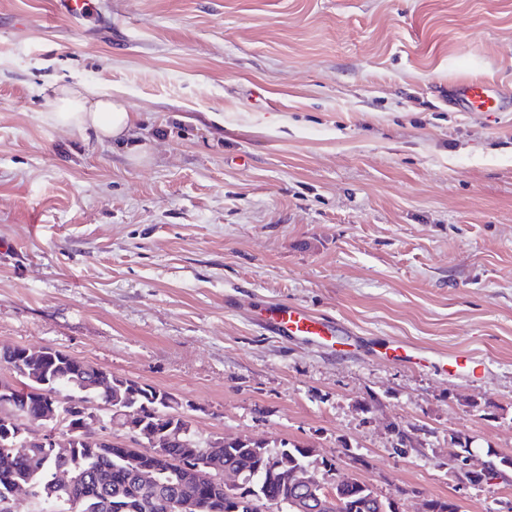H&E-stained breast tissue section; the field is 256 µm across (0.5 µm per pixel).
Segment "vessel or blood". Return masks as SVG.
I'll list each match as a JSON object with an SVG mask.
<instances>
[{"mask_svg": "<svg viewBox=\"0 0 512 512\" xmlns=\"http://www.w3.org/2000/svg\"><path fill=\"white\" fill-rule=\"evenodd\" d=\"M451 97L461 111L474 109L496 112L501 108L502 97L493 87L481 82H461L451 88ZM265 329L282 339L322 340L332 339L337 333L334 322L316 317L308 309L292 304H275L260 312Z\"/></svg>", "mask_w": 512, "mask_h": 512, "instance_id": "vessel-or-blood-1", "label": "vessel or blood"}]
</instances>
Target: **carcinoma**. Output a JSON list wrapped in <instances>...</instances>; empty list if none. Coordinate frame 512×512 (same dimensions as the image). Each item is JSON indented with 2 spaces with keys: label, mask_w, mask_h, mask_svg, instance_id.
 I'll use <instances>...</instances> for the list:
<instances>
[{
  "label": "carcinoma",
  "mask_w": 512,
  "mask_h": 512,
  "mask_svg": "<svg viewBox=\"0 0 512 512\" xmlns=\"http://www.w3.org/2000/svg\"><path fill=\"white\" fill-rule=\"evenodd\" d=\"M22 347H0V369L8 370L13 382L0 381L3 390L14 392L12 404L0 402V498L13 486L33 488L29 512H168L174 499L190 498L201 512H259L294 497L297 474L319 469L327 474L337 469L336 460L315 458V450L284 440L262 441L247 437L215 438L195 429L184 404L176 395L126 378H112V388L101 387L100 370L62 352L56 362L44 363L40 354L21 355ZM98 408L104 423L128 424L127 416L137 414L136 422L147 433L161 434L165 458L155 465L154 481L138 480L134 467L137 448H118L92 453L96 443L73 439L75 415L56 420V448L23 445V437H6L16 426L14 420L43 422L52 408L66 411V405L90 402ZM223 444L224 470L238 476L231 487L218 474L207 484H196L184 468L189 448H209ZM61 469L72 470V484L57 481ZM512 472V456H499L464 473L466 480L479 484L493 473ZM317 496L316 512H399L397 502L382 499L373 488L356 478L347 483H327L308 492ZM429 512H459L453 499L430 498Z\"/></svg>",
  "instance_id": "carcinoma-1"
}]
</instances>
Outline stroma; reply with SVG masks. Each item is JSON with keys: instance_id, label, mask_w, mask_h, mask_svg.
I'll return each instance as SVG.
<instances>
[{"instance_id": "1", "label": "stroma", "mask_w": 512, "mask_h": 512, "mask_svg": "<svg viewBox=\"0 0 512 512\" xmlns=\"http://www.w3.org/2000/svg\"><path fill=\"white\" fill-rule=\"evenodd\" d=\"M98 2L0 0V345L315 448L404 512H512L449 462L460 436L512 454V0ZM471 80L504 110L449 106ZM71 81L124 97L133 136L48 126ZM280 302L346 332L273 336ZM396 342L415 363L378 357Z\"/></svg>"}]
</instances>
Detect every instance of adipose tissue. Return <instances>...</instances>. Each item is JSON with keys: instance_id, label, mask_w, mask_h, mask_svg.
<instances>
[{"instance_id": "ef3b65f1", "label": "adipose tissue", "mask_w": 512, "mask_h": 512, "mask_svg": "<svg viewBox=\"0 0 512 512\" xmlns=\"http://www.w3.org/2000/svg\"><path fill=\"white\" fill-rule=\"evenodd\" d=\"M139 119L119 95L92 92L80 83L59 86L52 111L44 115L51 126L78 133L92 129L99 139L115 141L128 136Z\"/></svg>"}]
</instances>
